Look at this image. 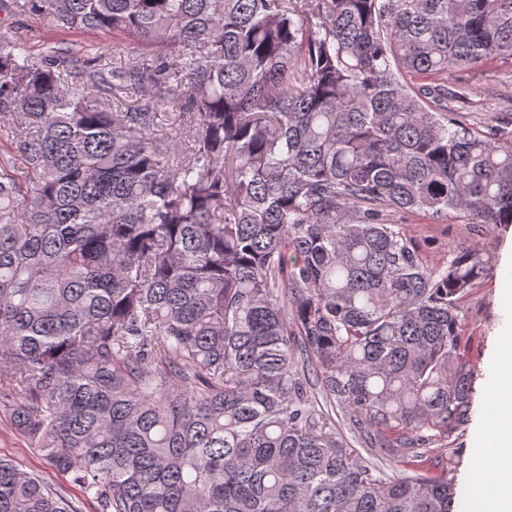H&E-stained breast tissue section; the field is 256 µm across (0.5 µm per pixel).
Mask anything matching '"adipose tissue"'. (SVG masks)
Here are the masks:
<instances>
[{
    "mask_svg": "<svg viewBox=\"0 0 512 512\" xmlns=\"http://www.w3.org/2000/svg\"><path fill=\"white\" fill-rule=\"evenodd\" d=\"M491 389L497 395L492 418L472 455L489 459L498 477L481 480L473 491L476 512H512V360L496 362Z\"/></svg>",
    "mask_w": 512,
    "mask_h": 512,
    "instance_id": "ef3b65f1",
    "label": "adipose tissue"
}]
</instances>
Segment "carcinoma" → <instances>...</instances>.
I'll return each mask as SVG.
<instances>
[{
    "mask_svg": "<svg viewBox=\"0 0 512 512\" xmlns=\"http://www.w3.org/2000/svg\"><path fill=\"white\" fill-rule=\"evenodd\" d=\"M24 2L138 51L0 37L17 433L95 512H461L484 257L430 268L389 216L512 224V130L446 111L470 87L444 81L512 58V0ZM73 509L0 457V512Z\"/></svg>",
    "mask_w": 512,
    "mask_h": 512,
    "instance_id": "obj_1",
    "label": "carcinoma"
}]
</instances>
